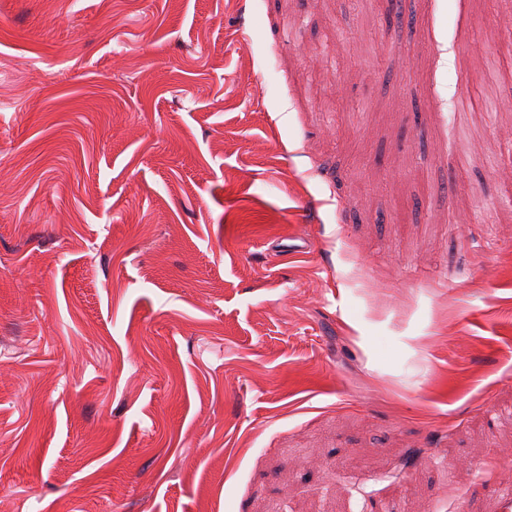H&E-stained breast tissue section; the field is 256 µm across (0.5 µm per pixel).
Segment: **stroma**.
<instances>
[{
  "mask_svg": "<svg viewBox=\"0 0 512 512\" xmlns=\"http://www.w3.org/2000/svg\"><path fill=\"white\" fill-rule=\"evenodd\" d=\"M512 0H0L7 512H512Z\"/></svg>",
  "mask_w": 512,
  "mask_h": 512,
  "instance_id": "1",
  "label": "stroma"
}]
</instances>
